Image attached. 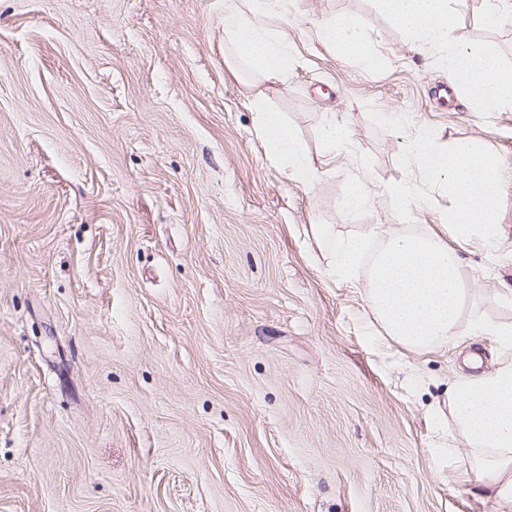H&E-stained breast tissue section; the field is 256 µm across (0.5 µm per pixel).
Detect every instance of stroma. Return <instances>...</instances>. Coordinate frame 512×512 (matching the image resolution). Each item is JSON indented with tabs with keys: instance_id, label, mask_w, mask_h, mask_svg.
<instances>
[{
	"instance_id": "1",
	"label": "stroma",
	"mask_w": 512,
	"mask_h": 512,
	"mask_svg": "<svg viewBox=\"0 0 512 512\" xmlns=\"http://www.w3.org/2000/svg\"><path fill=\"white\" fill-rule=\"evenodd\" d=\"M448 7L452 35L422 55L379 0H290L265 20L288 45L272 80L238 59L224 0H0V512H495L453 478L432 413L465 354L488 371L507 349L387 346L313 233H435L470 313L512 322L494 293L512 283V107L436 95L452 48L512 70V16ZM343 18L365 54L326 39ZM260 104L314 183L282 176ZM326 112L349 115L331 162ZM418 130L501 163L493 249L447 229Z\"/></svg>"
}]
</instances>
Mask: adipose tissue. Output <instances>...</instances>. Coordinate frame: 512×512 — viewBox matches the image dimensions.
I'll list each match as a JSON object with an SVG mask.
<instances>
[{
	"label": "adipose tissue",
	"mask_w": 512,
	"mask_h": 512,
	"mask_svg": "<svg viewBox=\"0 0 512 512\" xmlns=\"http://www.w3.org/2000/svg\"><path fill=\"white\" fill-rule=\"evenodd\" d=\"M240 2L224 0V32L239 58L277 76L288 62V48L261 18L279 9L282 0H251L246 12ZM380 2L409 31L420 53L446 42L456 26L448 0ZM443 63L485 109L512 107V72L502 70L492 54L454 49ZM257 117L284 175L313 183L318 172L281 113L261 111ZM418 157L428 175L448 184L450 231L493 245L502 204L499 162L460 140L445 151L426 143ZM315 238L319 247L331 250L327 274L361 284L364 305L387 342L421 354L458 339L469 290L460 256L441 237L412 225L378 224L369 233L334 241L319 224ZM447 438L448 454H456L461 444L468 449L466 462L454 468L456 479L478 482L496 512H512V359L500 360L490 371L455 376L448 390Z\"/></svg>",
	"instance_id": "adipose-tissue-1"
}]
</instances>
